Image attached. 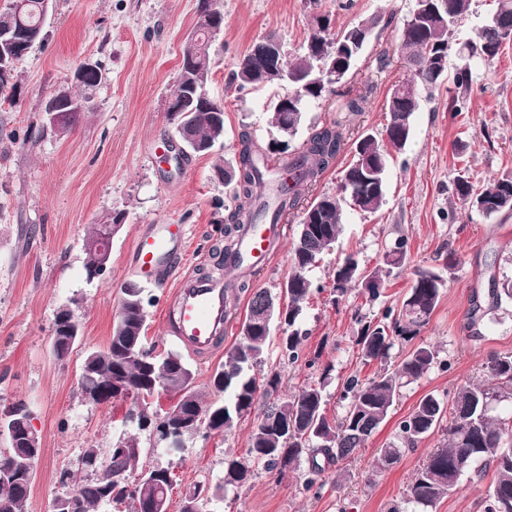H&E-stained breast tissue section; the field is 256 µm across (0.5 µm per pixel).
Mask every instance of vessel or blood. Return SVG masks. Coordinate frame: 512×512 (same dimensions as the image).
<instances>
[{
    "mask_svg": "<svg viewBox=\"0 0 512 512\" xmlns=\"http://www.w3.org/2000/svg\"><path fill=\"white\" fill-rule=\"evenodd\" d=\"M285 237L282 224H252L228 264L249 276L266 268ZM187 238L183 224H152L133 250V263L146 281L160 280L182 255ZM223 281L208 280L188 273L173 291V305L167 314L178 343L193 355L209 359L220 355L228 319Z\"/></svg>",
    "mask_w": 512,
    "mask_h": 512,
    "instance_id": "vessel-or-blood-1",
    "label": "vessel or blood"
}]
</instances>
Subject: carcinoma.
<instances>
[{
  "mask_svg": "<svg viewBox=\"0 0 512 512\" xmlns=\"http://www.w3.org/2000/svg\"><path fill=\"white\" fill-rule=\"evenodd\" d=\"M470 0H429L434 8L428 15L410 13L404 20L400 39L407 50V59L413 66V76L391 89L386 97L385 134L390 147L401 151L412 134V120L418 110L417 102L399 93L402 87L421 84L434 88L445 78L459 88H468L472 72L465 66L450 73L442 63L451 50L469 58L492 59L501 47L512 41V0H498L492 17L480 27L476 39L460 41L455 29L469 11ZM23 25L11 22L8 14L0 12V103H15L18 87L17 64L33 47L22 32L34 30L43 24V0H25ZM415 0V8L427 4ZM351 29L332 32L330 24H313L305 54L293 61L283 60L282 70L288 80L266 76V63L261 55H247L233 74L236 88L260 89L277 86L282 89L271 104L270 124L278 139L270 143L272 151L285 150L288 143L279 140L284 125L299 131L305 120V107L312 100L321 99L332 91L331 85L316 80L318 56L326 54L327 62H336V69L348 73L357 55L335 53L336 44L346 40ZM212 71L211 55L193 63L189 50L183 49L180 72L172 98L184 103L186 120L177 123L175 130L200 146L193 151L198 156H210L215 145L224 138V105L211 98H203ZM103 81L102 72L89 71L76 83L79 91L71 96L80 102L68 108L66 127L55 134L67 135L77 126L85 113L92 109L93 94ZM241 166L221 158L214 168L223 174L224 184L234 186L233 206L224 218V254H229L245 224H255L261 218L273 222L298 209V187L312 183L340 153L342 140L332 126L315 130L291 155L284 166L288 178L276 176L272 193H257L264 182L261 161L265 155L257 149L251 137L243 133ZM389 151L367 135L355 147V159L342 171L339 192L316 197L302 212L298 237L293 242L290 257L293 268L284 285L288 302L283 306L286 336L278 343L280 356L293 364L299 361L303 334L299 319L303 304L309 299L313 283L307 272L316 267L322 255L336 245L342 232V211L346 199L353 198L362 212L375 213L386 202L387 162ZM458 198L475 209L482 204L481 213L491 216L501 207L499 200L512 196V175L505 174L480 188L465 176L456 183ZM406 242L395 241L387 250L384 263L397 268L406 259ZM359 264L349 255L333 270V290L340 296L360 283ZM382 271L369 274V283L362 284L370 300L380 297ZM446 280L440 273L420 268L414 272L412 285L402 301L401 308L391 322L368 323L356 339L358 355L365 364H378L372 377L361 380L354 376L343 384L341 399L345 401L340 419L327 417L325 395L330 368L323 369L319 382L309 383L288 397H279L282 376L276 369L262 378L257 372L267 363L271 335L260 328L255 335L224 351V362L217 371L224 375L222 387L212 385L216 394H225L222 400L205 403L199 393L193 398L197 405L210 409H224L225 417L239 421L256 412L259 422L250 433L248 448L242 456L224 458V480L212 495L219 496L229 487L246 484L258 468L284 477L301 462H308L312 478L305 487H313L314 477H320L335 464L350 458L363 447L388 419L391 409L404 387L424 377L438 362V351L428 345L417 346L406 353L392 356L399 342H411L426 326L434 312ZM124 320L113 325L106 348L110 358L100 361L87 352L85 386L95 389L107 379L125 382L126 388L138 392L141 387L159 378L168 389L177 393L194 387L196 373L178 352L157 355L146 346V319L144 288L136 283L121 287ZM271 298L267 290L250 293L246 319L260 315ZM485 380L461 387L447 399L428 393L420 398L412 411L399 423V436L404 444L414 446L423 438L441 431L440 445L417 469L406 487L404 502L412 512H433L436 505L452 495L466 476L482 480L488 469H494V479L482 504L484 512H512V409L507 416L494 417L497 408L512 405V354H496L485 363ZM105 454L106 469L96 477H88L71 491L83 507V512H98L100 506L112 501L136 512L135 489L126 482L130 474L145 468L142 455L118 454L113 449L97 447L84 452ZM402 449L388 444L379 449L376 467L387 469L396 464ZM33 478L25 474L8 473L0 480V504L8 505V512H24Z\"/></svg>",
  "mask_w": 512,
  "mask_h": 512,
  "instance_id": "carcinoma-1",
  "label": "carcinoma"
}]
</instances>
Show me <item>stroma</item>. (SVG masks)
Masks as SVG:
<instances>
[{"mask_svg":"<svg viewBox=\"0 0 512 512\" xmlns=\"http://www.w3.org/2000/svg\"><path fill=\"white\" fill-rule=\"evenodd\" d=\"M198 2L54 0L45 41L18 65L15 104H0V404L26 401L41 437L26 512H49L63 491L61 471L85 479L77 460L92 445L108 448L118 438L138 434L148 445L145 461L172 467L170 512H179L188 489L219 483L225 455L244 454L248 446L257 423L253 415L227 433L187 439L176 452L150 444L148 432H135L125 423L126 404L84 402L76 372L86 351L106 345L122 285L139 279L128 257L146 225H187L180 271H211V250L224 239V206L231 193L216 177L214 158L235 159L241 134L260 146L273 135L269 102L276 88L237 91L228 86L250 46L274 37L294 58L304 51L313 12L329 14L338 31L373 15L382 18L342 82L351 96L365 97L363 111H348L347 97L327 94L308 105L304 125L291 143L299 148L309 133L326 125L343 137L334 163L316 182L302 187L307 203L337 193L358 139L367 134L384 139L386 96L411 75L399 31L414 0H354L348 11L338 9V0H216L224 30L211 46L208 92L224 105V139L214 156L165 162L162 148L174 133L166 102L197 21ZM86 60L100 63L105 75L94 94L93 113L66 136L43 131L49 95L70 86L75 68ZM470 68L469 89L445 81L422 92L410 142L389 155L385 205L372 214L344 208L339 241L310 271L317 289L304 306L300 328L303 353L319 355L318 367L308 368L304 360L282 362L275 345L267 359L268 367L282 375L283 396L318 380L322 367L331 366L327 414L340 418L343 383L375 371L362 364L355 345L363 325L399 308L416 269L442 268L452 253L459 264L448 274L441 301L416 338L438 350L440 367L403 390L385 425L342 463V483L328 480L306 487L304 465L280 480L259 471L246 485L211 499L207 512H388L402 502L410 478L441 436L433 434L406 448L398 463L383 471L375 468L378 448L396 440L399 422L424 394L454 395L482 377L490 355L512 352V300L488 306L491 277L512 278V211L485 218L464 207L455 189L460 175L479 186L512 174V43L492 60L472 59ZM110 211L122 213L124 221L112 238L108 271L90 281L86 234ZM300 220V212L285 215V249L251 280L224 269L233 313L225 347L240 339L249 290L276 294L287 281L292 272L287 246L297 236ZM401 237L407 241L405 263L385 280L378 300L368 301L358 290L336 298L332 272L338 262L351 255L361 269L374 271L382 266L386 247ZM173 288L170 276L144 286L149 301L146 336L159 353L178 347L161 307ZM76 293L85 298L82 335L68 365L62 366L52 355L49 335L57 308ZM477 304L489 312L474 322L469 313Z\"/></svg>","mask_w":512,"mask_h":512,"instance_id":"obj_1","label":"stroma"}]
</instances>
